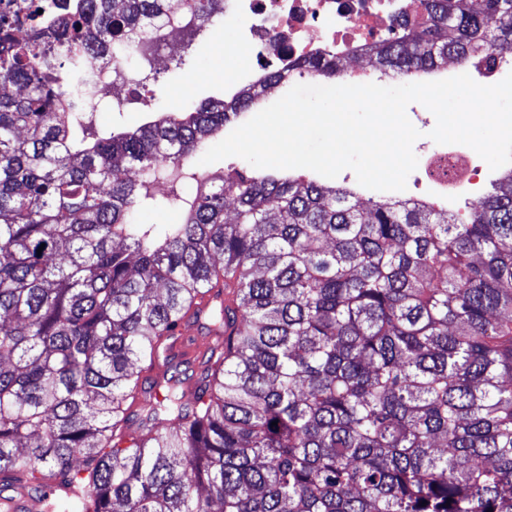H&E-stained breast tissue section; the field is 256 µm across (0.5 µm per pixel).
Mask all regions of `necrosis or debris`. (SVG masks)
<instances>
[{
  "label": "necrosis or debris",
  "instance_id": "4bbe7bcc",
  "mask_svg": "<svg viewBox=\"0 0 512 512\" xmlns=\"http://www.w3.org/2000/svg\"><path fill=\"white\" fill-rule=\"evenodd\" d=\"M229 13L238 19L241 51L249 70H235L224 78L236 88L263 82L268 72L284 73L288 86L312 83L301 70L307 58L342 63L345 82L362 81L381 86L396 84L393 71L368 63L372 46L398 36L403 23L422 18L420 0H227ZM81 65L87 78L85 96L96 102L101 94L121 99L126 72L113 57L88 55ZM468 74L474 81L491 85L512 73V55L482 52L440 76ZM416 180L427 187L425 200L438 209L450 202L478 196L484 185V168L478 154L461 144H417Z\"/></svg>",
  "mask_w": 512,
  "mask_h": 512
}]
</instances>
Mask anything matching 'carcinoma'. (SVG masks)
Returning <instances> with one entry per match:
<instances>
[{
    "instance_id": "carcinoma-1",
    "label": "carcinoma",
    "mask_w": 512,
    "mask_h": 512,
    "mask_svg": "<svg viewBox=\"0 0 512 512\" xmlns=\"http://www.w3.org/2000/svg\"><path fill=\"white\" fill-rule=\"evenodd\" d=\"M421 8L371 49L380 67L512 54V0ZM223 11L0 14V80L20 90L0 94V490L86 489L54 512H512V171L461 215L286 172L204 176L193 154L277 71L131 129L82 112V55L138 71L154 20ZM150 205L181 222L136 223ZM187 317L213 343L195 377L167 354Z\"/></svg>"
}]
</instances>
